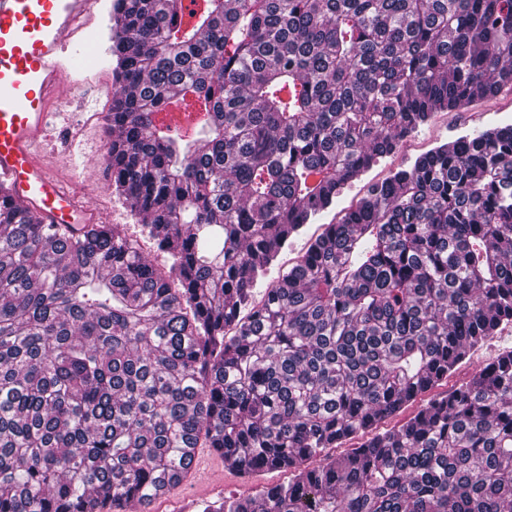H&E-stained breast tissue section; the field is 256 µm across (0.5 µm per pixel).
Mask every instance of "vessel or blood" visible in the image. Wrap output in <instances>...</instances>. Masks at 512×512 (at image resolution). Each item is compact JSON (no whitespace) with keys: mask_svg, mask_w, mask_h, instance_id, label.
Masks as SVG:
<instances>
[{"mask_svg":"<svg viewBox=\"0 0 512 512\" xmlns=\"http://www.w3.org/2000/svg\"><path fill=\"white\" fill-rule=\"evenodd\" d=\"M95 0H0V201L73 232L97 209L62 183L40 154L53 106L63 105V57L82 61Z\"/></svg>","mask_w":512,"mask_h":512,"instance_id":"vessel-or-blood-1","label":"vessel or blood"}]
</instances>
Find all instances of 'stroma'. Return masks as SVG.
Instances as JSON below:
<instances>
[{
  "instance_id": "1",
  "label": "stroma",
  "mask_w": 512,
  "mask_h": 512,
  "mask_svg": "<svg viewBox=\"0 0 512 512\" xmlns=\"http://www.w3.org/2000/svg\"><path fill=\"white\" fill-rule=\"evenodd\" d=\"M113 0H99L95 14L85 29L92 47L93 63H82L70 73V94L88 93L86 109L64 107L52 120V140L46 149L67 184L77 186L84 198L99 207L104 223L125 225L136 237L144 254L159 266L169 265L167 255L159 253L126 204L112 191L107 168L106 144L112 138L105 117L112 107L116 87L112 82V45L110 14ZM512 123V93L482 103L466 112H442L432 122L410 135L395 153L383 158L371 170L362 173L344 190L335 204L321 213L316 223L306 225L278 257L275 270H285L307 249L320 233L322 225L336 223L343 212L365 196L369 186L408 167L420 155L434 147L454 142L458 137ZM512 348V324L502 326L498 336L481 348L470 362L462 365L446 381L434 387V394L452 390L464 383L483 361L499 351ZM285 469H270L245 475L225 462L212 449H202L191 475L148 506L136 512H199L202 504H219L224 499H248L264 490L288 483Z\"/></svg>"
}]
</instances>
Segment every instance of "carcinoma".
Instances as JSON below:
<instances>
[{
    "mask_svg": "<svg viewBox=\"0 0 512 512\" xmlns=\"http://www.w3.org/2000/svg\"><path fill=\"white\" fill-rule=\"evenodd\" d=\"M119 224L0 208V512H127L191 448L286 469L202 512H512V124L290 238L439 112L512 89V0H114ZM207 118L156 121L184 93ZM366 440L345 458L328 453ZM483 347L475 354L474 359L472 358L470 362L462 365L455 373L450 375L446 381L441 382L430 391L418 397L414 403L407 406L401 413L387 419L384 424H381L380 431L385 432L388 429L405 423L413 417L420 407L425 405L431 397L460 386L469 378L474 369L484 364L483 361L495 357L499 351L503 349L512 348V324L503 325L498 336L489 344L485 345L484 348Z\"/></svg>",
    "mask_w": 512,
    "mask_h": 512,
    "instance_id": "cac0c4a2",
    "label": "carcinoma"
}]
</instances>
